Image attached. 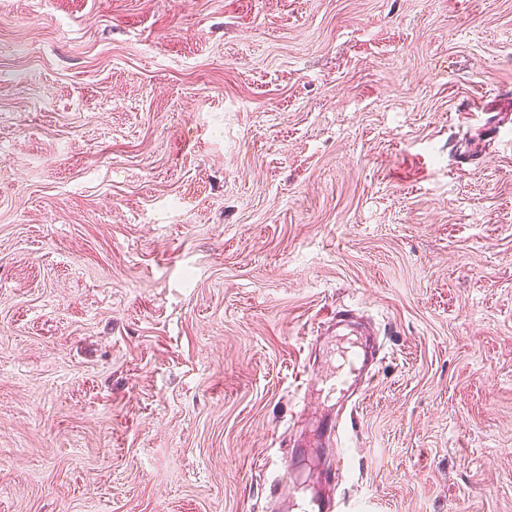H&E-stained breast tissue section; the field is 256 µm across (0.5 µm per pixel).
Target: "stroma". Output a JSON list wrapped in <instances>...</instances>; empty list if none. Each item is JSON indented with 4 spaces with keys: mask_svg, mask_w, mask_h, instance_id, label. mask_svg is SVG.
Masks as SVG:
<instances>
[{
    "mask_svg": "<svg viewBox=\"0 0 512 512\" xmlns=\"http://www.w3.org/2000/svg\"><path fill=\"white\" fill-rule=\"evenodd\" d=\"M339 308L349 512H512V0H0V512H271ZM367 335L369 333H344L340 335L336 332V336L345 338L348 346L342 351L340 359L336 361V366H333L330 373L325 376V379L330 381L327 396L330 398L328 402H331V405L328 406L330 412L322 420V436L324 438L325 454L330 455L333 459L329 460L323 470L322 481L328 487H335L336 480L339 479L341 460L334 457L333 448H330L333 446V438H337L339 433V413L353 402L355 406L356 400L353 399L361 393L363 387L374 376L375 366L379 361V349L368 350L361 338L352 337ZM334 410H336V413H334Z\"/></svg>",
    "mask_w": 512,
    "mask_h": 512,
    "instance_id": "35a3bbf8",
    "label": "stroma"
}]
</instances>
